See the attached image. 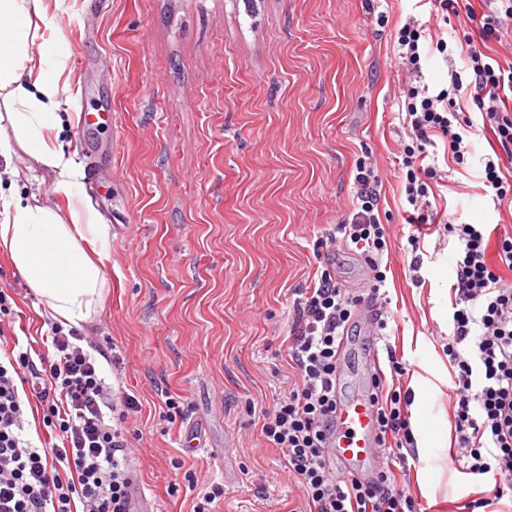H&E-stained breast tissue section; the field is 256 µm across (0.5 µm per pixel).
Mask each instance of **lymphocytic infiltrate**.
Returning <instances> with one entry per match:
<instances>
[{
	"label": "lymphocytic infiltrate",
	"instance_id": "lymphocytic-infiltrate-1",
	"mask_svg": "<svg viewBox=\"0 0 512 512\" xmlns=\"http://www.w3.org/2000/svg\"><path fill=\"white\" fill-rule=\"evenodd\" d=\"M483 2V11L471 5L465 10L480 41L470 44L462 69H449V84L439 91L422 82V61L433 50L450 56L447 40L427 46L424 29L412 16L394 36V52L419 80L403 91L408 140L400 164L412 224L425 221L429 181L444 177L437 163L426 160L431 135L447 136L448 152L460 166L474 154L473 136L488 132L502 147L512 146V63L501 64L481 49L512 28V0ZM465 92L474 111L470 117L460 110ZM355 182L352 211L337 231L369 265L370 290L376 294L386 282L381 266L390 247L380 220V180L362 160ZM446 230L456 242L444 347L455 394L452 460L465 473L494 475L491 498L464 506L465 512H480L491 499L512 495V282L505 276L512 271V232L493 238L482 224H450ZM360 303V296L342 288L327 267L304 290L289 331L294 385L269 411L262 434L270 447L283 450L289 473L304 490L307 512H420L393 470L416 455L411 393L375 385L373 402L388 464L373 481L343 477L325 458L335 429L338 347ZM78 337L76 330L55 323L42 338L44 353L17 344L0 356V512H72L76 500L86 512H129L131 450L124 427L111 424L109 417L127 418L137 400L128 394L110 399L95 358L78 345ZM22 383L43 409L47 435L37 444L24 434Z\"/></svg>",
	"mask_w": 512,
	"mask_h": 512
}]
</instances>
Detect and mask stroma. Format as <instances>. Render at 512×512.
Segmentation results:
<instances>
[{"label":"stroma","instance_id":"stroma-1","mask_svg":"<svg viewBox=\"0 0 512 512\" xmlns=\"http://www.w3.org/2000/svg\"><path fill=\"white\" fill-rule=\"evenodd\" d=\"M253 4L250 16L235 0H62L52 11L70 74L63 148L107 224V293L83 334L116 359L107 384L139 401L131 463L152 512H195L214 484L224 495L212 512H302L303 489L261 428L293 386L294 302L317 267L332 262L350 291L369 286L364 259L331 241L361 159L378 170L390 231L385 334L417 396L419 462L405 480L422 507L463 512L494 482L450 461L455 244L444 226L510 232L512 203L495 204L480 179L491 141L474 136L461 167L436 133L427 152L447 176L429 185L427 224L407 223L406 72L393 52L407 16L433 39L459 19L415 0ZM0 288L15 300L8 336L38 341L45 306L2 255ZM169 397L183 409L172 423Z\"/></svg>","mask_w":512,"mask_h":512}]
</instances>
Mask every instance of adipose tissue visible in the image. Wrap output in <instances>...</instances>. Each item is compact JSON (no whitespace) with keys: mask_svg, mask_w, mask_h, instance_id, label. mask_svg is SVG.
Segmentation results:
<instances>
[{"mask_svg":"<svg viewBox=\"0 0 512 512\" xmlns=\"http://www.w3.org/2000/svg\"><path fill=\"white\" fill-rule=\"evenodd\" d=\"M48 0H0V254L45 303L51 319L82 328L102 306L107 277L85 243H105L102 224L91 204L51 207L37 195H23L10 162L24 153L45 169L54 193L79 197L78 172L60 142L64 117L56 75L63 54L51 47L32 18L47 19Z\"/></svg>","mask_w":512,"mask_h":512,"instance_id":"obj_1","label":"adipose tissue"}]
</instances>
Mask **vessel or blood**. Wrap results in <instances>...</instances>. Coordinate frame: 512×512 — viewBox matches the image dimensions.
<instances>
[{"label":"vessel or blood","mask_w":512,"mask_h":512,"mask_svg":"<svg viewBox=\"0 0 512 512\" xmlns=\"http://www.w3.org/2000/svg\"><path fill=\"white\" fill-rule=\"evenodd\" d=\"M376 408L368 392L341 398L336 406V430L328 440V455L346 475L363 478L384 465L378 442Z\"/></svg>","instance_id":"b4317fda"}]
</instances>
